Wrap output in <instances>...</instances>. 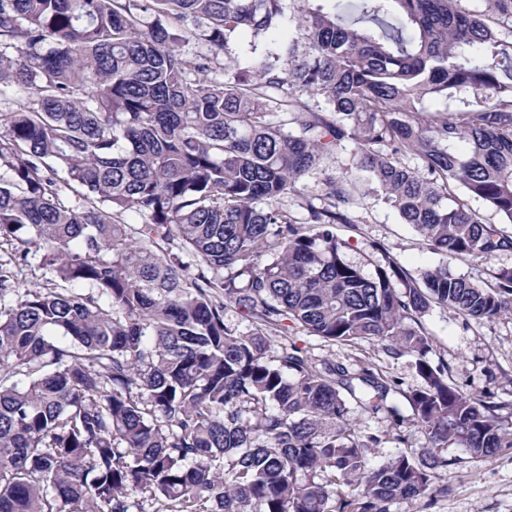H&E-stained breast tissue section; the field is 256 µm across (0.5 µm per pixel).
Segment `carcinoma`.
I'll return each mask as SVG.
<instances>
[{
	"label": "carcinoma",
	"mask_w": 512,
	"mask_h": 512,
	"mask_svg": "<svg viewBox=\"0 0 512 512\" xmlns=\"http://www.w3.org/2000/svg\"><path fill=\"white\" fill-rule=\"evenodd\" d=\"M330 2L0 0V245L43 270L0 271V512H392L447 493L448 447L512 448V405L459 390L419 322L511 314L512 267L486 288L388 255L369 276L308 230L375 193L435 252H512V0ZM286 21L298 38L223 66ZM345 140L296 223L279 200ZM298 328L411 355L421 385L318 362ZM253 44L258 47L257 53L260 52L265 45L263 41L254 40L249 33H242L236 37L230 46L231 55L229 57H232L231 64H237L243 68L248 67L256 56V54L252 53ZM229 57L228 59L226 58L227 63H230Z\"/></svg>",
	"instance_id": "cac0c4a2"
}]
</instances>
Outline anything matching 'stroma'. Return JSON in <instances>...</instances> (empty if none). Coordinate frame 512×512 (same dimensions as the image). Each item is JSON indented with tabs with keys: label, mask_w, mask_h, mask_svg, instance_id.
Listing matches in <instances>:
<instances>
[{
	"label": "stroma",
	"mask_w": 512,
	"mask_h": 512,
	"mask_svg": "<svg viewBox=\"0 0 512 512\" xmlns=\"http://www.w3.org/2000/svg\"><path fill=\"white\" fill-rule=\"evenodd\" d=\"M354 148L352 141H344L321 172L307 177L305 195L283 197L281 208L296 220H304L307 204L315 202L323 188L324 176L340 175ZM353 214L355 223L338 224L334 230L348 244L347 259L361 266L366 274H374L389 254L415 277L426 269L445 264L455 275L481 284L494 283L499 268L512 267V252L501 253L488 263L466 257L446 259L423 245L419 235L402 222L395 210L374 197L359 198ZM422 325L433 340L435 359L447 363L448 376L460 390L469 394L491 393L499 401L512 402V316L476 320L434 306L423 317ZM293 340L313 358L339 361L353 370L367 360H385L391 374L405 387L421 384L412 356L388 360L380 348L368 346L358 351L326 343L301 331ZM448 455L456 463L440 476L441 484L448 488L447 495L436 498L431 505L422 499L404 500L394 504L392 512H512V449L474 459L465 449L452 447Z\"/></svg>",
	"instance_id": "stroma-1"
}]
</instances>
